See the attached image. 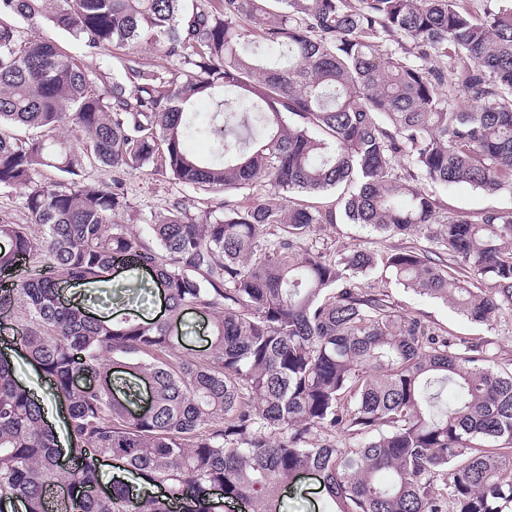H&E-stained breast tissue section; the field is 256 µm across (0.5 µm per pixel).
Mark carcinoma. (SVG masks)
Segmentation results:
<instances>
[{"label": "carcinoma", "mask_w": 512, "mask_h": 512, "mask_svg": "<svg viewBox=\"0 0 512 512\" xmlns=\"http://www.w3.org/2000/svg\"><path fill=\"white\" fill-rule=\"evenodd\" d=\"M483 2L477 18L456 0H0V188L30 220L0 215V309L67 413L64 449L0 354V512H48L52 483L74 512H277L301 473L334 512H512L497 341L445 338L366 282L381 263L474 324L512 311V213L448 216L428 190L512 180V0ZM46 27L87 57L126 50L119 73H92ZM193 135L215 156L189 153ZM95 164L111 183L81 182ZM148 165L224 198L201 219L177 198L142 230L121 224L125 175ZM342 186L350 223L437 249L305 247L336 210L288 194ZM124 266L149 275L139 291L164 285L165 319L61 303V286ZM187 310L210 326L195 356L171 333ZM109 460L160 492H98Z\"/></svg>", "instance_id": "1"}]
</instances>
